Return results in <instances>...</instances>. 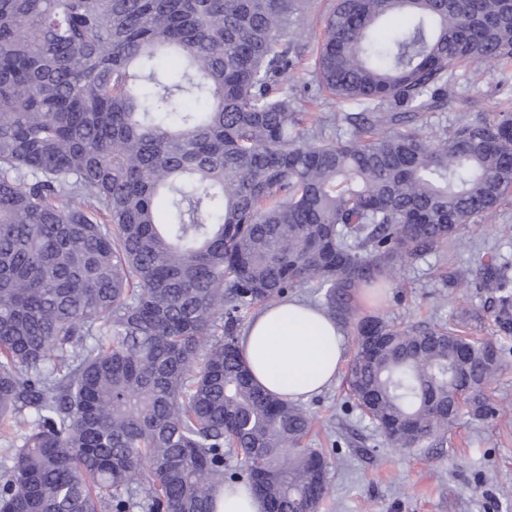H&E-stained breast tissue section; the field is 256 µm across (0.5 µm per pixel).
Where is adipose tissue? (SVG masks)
<instances>
[{
	"mask_svg": "<svg viewBox=\"0 0 512 512\" xmlns=\"http://www.w3.org/2000/svg\"><path fill=\"white\" fill-rule=\"evenodd\" d=\"M239 348L258 385L297 403L335 380L345 351L338 325L298 298L258 311L240 336Z\"/></svg>",
	"mask_w": 512,
	"mask_h": 512,
	"instance_id": "1",
	"label": "adipose tissue"
}]
</instances>
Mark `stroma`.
I'll use <instances>...</instances> for the list:
<instances>
[{"label": "stroma", "instance_id": "stroma-1", "mask_svg": "<svg viewBox=\"0 0 512 512\" xmlns=\"http://www.w3.org/2000/svg\"><path fill=\"white\" fill-rule=\"evenodd\" d=\"M332 0H313L305 46L289 87L307 95L315 84L311 48L323 35ZM493 65L475 67L440 112L427 113L431 135L452 129L461 115L492 114L508 95ZM512 263V195L491 217L467 226L462 244L446 245L398 266L380 302L359 298L361 312L395 321H449L479 314L478 336L493 335L488 292L476 271L488 260ZM341 383L305 401L317 421L308 445L331 462V489L319 512H512V412L487 421L461 417L431 448H391L358 411L348 408Z\"/></svg>", "mask_w": 512, "mask_h": 512}]
</instances>
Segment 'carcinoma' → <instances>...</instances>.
Listing matches in <instances>:
<instances>
[{"mask_svg": "<svg viewBox=\"0 0 512 512\" xmlns=\"http://www.w3.org/2000/svg\"><path fill=\"white\" fill-rule=\"evenodd\" d=\"M306 4L0 0V512H214L227 483L319 512L313 418L238 349L253 310L310 284L353 328L344 389L389 447L500 413L511 265L477 279L498 340L356 299L512 191V104L435 141L420 125L473 66L512 85V0H336L311 100L363 111L315 122L288 91ZM338 120L350 138L325 134Z\"/></svg>", "mask_w": 512, "mask_h": 512, "instance_id": "cac0c4a2", "label": "carcinoma"}]
</instances>
